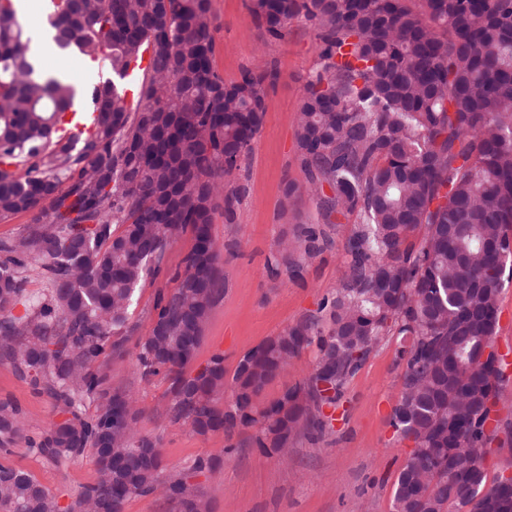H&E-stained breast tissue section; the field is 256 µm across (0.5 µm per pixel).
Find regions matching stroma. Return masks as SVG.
Wrapping results in <instances>:
<instances>
[{
	"label": "stroma",
	"mask_w": 512,
	"mask_h": 512,
	"mask_svg": "<svg viewBox=\"0 0 512 512\" xmlns=\"http://www.w3.org/2000/svg\"><path fill=\"white\" fill-rule=\"evenodd\" d=\"M215 17L214 66L225 81L240 80L244 71L271 63L279 72L266 90L267 110L254 149L245 162L249 192L241 200L235 223L215 214L217 243L233 240L234 254H222L224 297L213 307L196 352L203 366L217 353L226 373H234L240 357L315 311L333 292L343 271L342 235L308 267L304 281L272 275L267 267L279 238L295 224L315 220L316 202L305 195L294 209L281 208L284 178L302 179L295 155L296 116L309 72L317 62L315 31L297 17L279 40H266L246 8V0H212ZM193 244L183 234L167 250L160 274L136 291L130 323L134 336L148 335L158 293L171 292L172 277ZM396 341L374 350L348 382L339 406L332 410L329 430L319 438L302 436L293 443L288 464L261 455L245 437L227 448L223 435L200 436L171 423L163 412L169 399L167 380L142 379L133 356L110 361L108 384L132 393L143 411L139 434L159 443L165 472L175 475L201 456H219L216 472L197 480L213 512H392L394 484L412 443L401 439L389 423L401 390L402 366L395 359ZM21 410L23 435L38 437L56 418L53 402L0 363V399ZM0 462L29 471L67 508L82 487L97 476L92 455L53 463L30 452L24 443Z\"/></svg>",
	"instance_id": "35a3bbf8"
}]
</instances>
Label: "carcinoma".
Returning a JSON list of instances; mask_svg holds the SVG:
<instances>
[{
	"label": "carcinoma",
	"instance_id": "obj_1",
	"mask_svg": "<svg viewBox=\"0 0 512 512\" xmlns=\"http://www.w3.org/2000/svg\"><path fill=\"white\" fill-rule=\"evenodd\" d=\"M247 10L270 39L303 16L317 40L295 137L304 181H284L282 207L308 193L318 220L277 242L273 272L304 279L332 244L326 228L353 224L335 291L246 352L228 380L220 353L191 369L224 293L215 201L235 223L248 192L242 163L278 70L224 82L211 0H54L55 47L111 73L87 96L37 69L15 2L0 0V218L34 223L0 240V362L60 415L29 449L52 462L96 458V481L68 512H123L149 495L209 512L193 477L219 457L163 478L157 442L136 430L142 411L104 371L126 352L136 290L189 231L177 286L158 294L151 331L135 342L141 376L169 381L172 423L221 432L231 448L251 429L252 447L286 463L294 437L323 435L324 408L394 338L403 374L390 424L414 447L392 512H512V479L487 482L481 451L498 428L503 358L490 348L512 279V0H249ZM70 110L96 113L95 125L63 142ZM312 345L309 377L258 407L264 386ZM22 438L19 408L0 401V453ZM0 512L59 505L34 475L0 462Z\"/></svg>",
	"mask_w": 512,
	"mask_h": 512
}]
</instances>
